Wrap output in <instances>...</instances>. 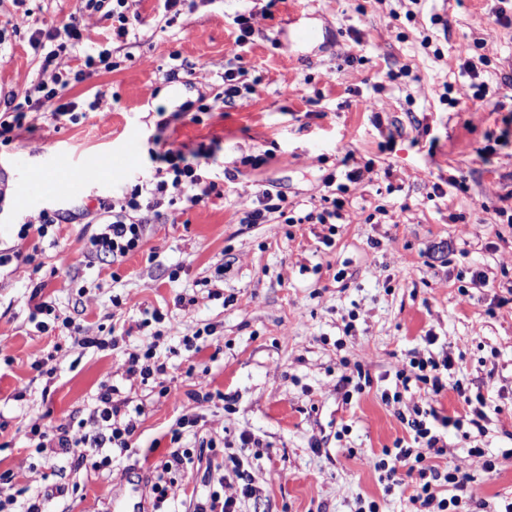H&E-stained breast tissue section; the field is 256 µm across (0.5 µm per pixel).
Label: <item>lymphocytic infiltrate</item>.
Wrapping results in <instances>:
<instances>
[{
  "mask_svg": "<svg viewBox=\"0 0 512 512\" xmlns=\"http://www.w3.org/2000/svg\"><path fill=\"white\" fill-rule=\"evenodd\" d=\"M127 2L80 0L77 13L70 15L67 21L32 29L28 43L34 56L40 59L42 69H49L59 53L68 49L81 53L84 67L68 81L59 77L48 82L39 81L26 92L24 98H16L12 93L1 98L0 143L9 144L10 133L23 125L27 110L47 112L55 118L76 110V103L63 99L68 84L83 82L89 73L112 66L110 50L85 45L79 16L88 11L108 10L115 23V38L124 41L133 29L125 12ZM155 156L161 166L153 176L138 181L122 198L102 203L100 228L89 238L91 255L116 261L141 248L146 239V227L137 222L134 214L142 207L159 208L166 204H178L189 209L216 193L217 184L209 176V152L175 148L161 140L157 143ZM171 187L176 189V196H168L167 190ZM452 367V358L445 354L438 359H410L408 366L396 372L400 388L394 391L393 402H401L404 391L419 384L427 387L430 399L426 407H414L409 418H406L408 442L382 449L374 468L379 471L381 481L391 486L400 484L402 478L411 479L413 493L410 500L415 512H484L487 506L472 475L459 467H443L435 462L436 457L446 453L443 440L445 428L458 431L467 425L476 428L487 417V402L483 394H473L462 387L458 388L457 393L467 405V413L460 417L440 415L437 405L448 388V372ZM97 401V406L82 420L79 431L62 427L56 435L50 436L41 432L38 424H31L29 433L35 439L37 449L76 460L78 465L95 471L110 466L112 451L128 448L137 421L131 418L123 423L117 422L119 408L112 402L110 382L101 383ZM227 461L238 480L237 488L224 497L210 495L206 501L196 504L195 512H238L242 500L255 496L256 489L243 456L231 455Z\"/></svg>",
  "mask_w": 512,
  "mask_h": 512,
  "instance_id": "lymphocytic-infiltrate-1",
  "label": "lymphocytic infiltrate"
}]
</instances>
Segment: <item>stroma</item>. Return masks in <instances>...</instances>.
<instances>
[{
	"label": "stroma",
	"mask_w": 512,
	"mask_h": 512,
	"mask_svg": "<svg viewBox=\"0 0 512 512\" xmlns=\"http://www.w3.org/2000/svg\"><path fill=\"white\" fill-rule=\"evenodd\" d=\"M497 0H186L165 24L161 0H128L137 40H112L105 12L81 15L87 42L110 49L114 67L72 85L78 121L29 113L33 131L0 145L6 197L0 202V499L22 512L30 496L66 484L44 512H105L135 478L150 492L171 450L214 439L193 470L176 474L168 512L232 491L220 467L240 432L263 445L246 455L256 496L241 512H355L357 498L384 512H412L411 482L385 490L374 463L408 433L397 407L425 405L422 389L386 403L396 372L412 357L454 361L439 405L465 414L454 390H481L483 432L449 430L447 460L474 476L491 512L512 496V289L477 288L474 272L512 271V26L491 20ZM77 0H0V91L24 96L42 77L28 36L76 13ZM250 10L252 34L235 43L233 22ZM307 29L311 39L297 31ZM484 55L486 106L462 93L460 47ZM243 70L258 94L224 100L226 68ZM457 94L440 101L444 85ZM376 109H368L369 99ZM96 102L88 111V102ZM139 140L137 162L82 175L100 155ZM212 149L220 195L191 209H142L149 233L120 262L89 254L84 220L58 224L43 241L20 238L46 210L98 213L139 178L154 174L157 138ZM491 148L482 158L481 148ZM352 151L342 164L343 151ZM71 161L78 190L14 203L30 171L51 175L56 154ZM263 158L261 167L251 158ZM363 171L347 181L348 168ZM343 184L344 223H298L320 210L325 178ZM442 195H435L434 187ZM282 192L285 215L247 224L262 191ZM34 262H27V255ZM56 316L38 327L36 300ZM162 313L163 322L151 319ZM91 334L114 329L118 347L77 344L66 321ZM435 344H427V334ZM196 336L197 351L184 337ZM154 348L167 372L131 376L129 354ZM370 382L351 401L336 384L355 369ZM111 381L122 412L141 408L131 446L107 469L77 467L37 451L29 426L77 430ZM319 447H312V440ZM496 456L488 475L473 449Z\"/></svg>",
	"instance_id": "obj_1"
}]
</instances>
